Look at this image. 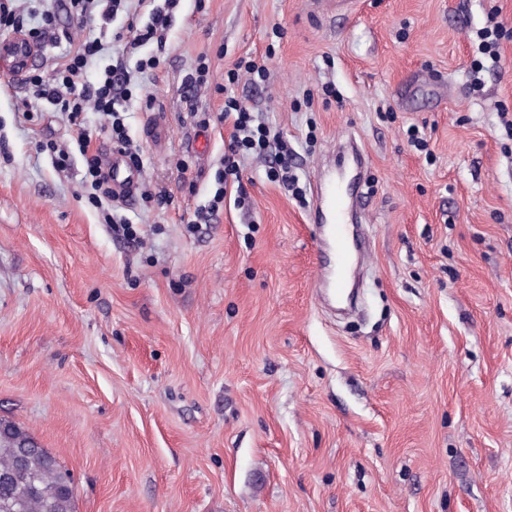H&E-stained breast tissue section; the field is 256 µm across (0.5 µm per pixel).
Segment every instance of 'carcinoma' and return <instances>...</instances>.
<instances>
[{"label":"carcinoma","instance_id":"cac0c4a2","mask_svg":"<svg viewBox=\"0 0 512 512\" xmlns=\"http://www.w3.org/2000/svg\"><path fill=\"white\" fill-rule=\"evenodd\" d=\"M0 426V512H75L71 473L20 426Z\"/></svg>","mask_w":512,"mask_h":512}]
</instances>
